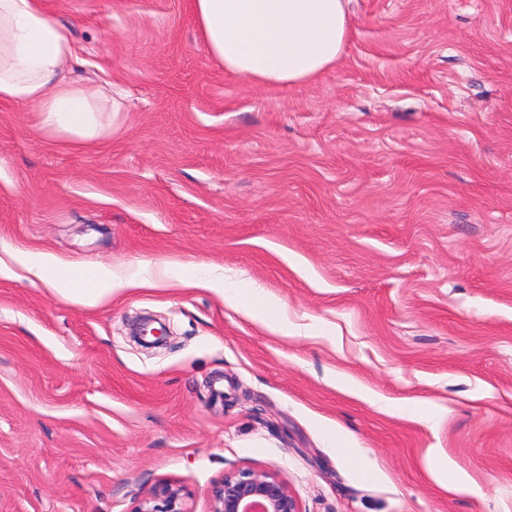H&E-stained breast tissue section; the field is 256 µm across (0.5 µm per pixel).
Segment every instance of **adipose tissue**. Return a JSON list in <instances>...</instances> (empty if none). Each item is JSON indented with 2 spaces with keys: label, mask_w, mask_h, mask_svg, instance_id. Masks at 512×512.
<instances>
[{
  "label": "adipose tissue",
  "mask_w": 512,
  "mask_h": 512,
  "mask_svg": "<svg viewBox=\"0 0 512 512\" xmlns=\"http://www.w3.org/2000/svg\"><path fill=\"white\" fill-rule=\"evenodd\" d=\"M349 0H192L191 13L210 58L226 73L266 86L313 81L341 58L352 37ZM74 58L68 26L44 0H0V103L29 107L43 133L90 143L104 133L101 115L115 109L106 89L67 79ZM22 265L63 298L94 307L118 288H146L169 270L141 265L119 275L96 272L97 285L78 288L73 273L46 254Z\"/></svg>",
  "instance_id": "obj_1"
}]
</instances>
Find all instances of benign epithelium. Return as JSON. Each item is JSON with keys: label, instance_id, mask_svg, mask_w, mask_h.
Returning a JSON list of instances; mask_svg holds the SVG:
<instances>
[{"label": "benign epithelium", "instance_id": "7a95c632", "mask_svg": "<svg viewBox=\"0 0 512 512\" xmlns=\"http://www.w3.org/2000/svg\"><path fill=\"white\" fill-rule=\"evenodd\" d=\"M152 320L138 323L132 336L146 347L161 345L167 339L165 325L151 327ZM183 488L168 481L158 482L139 500L133 512H189ZM210 512H299L288 482L279 474L242 469L224 474L211 493Z\"/></svg>", "mask_w": 512, "mask_h": 512}]
</instances>
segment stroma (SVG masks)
<instances>
[{
  "instance_id": "35a3bbf8",
  "label": "stroma",
  "mask_w": 512,
  "mask_h": 512,
  "mask_svg": "<svg viewBox=\"0 0 512 512\" xmlns=\"http://www.w3.org/2000/svg\"><path fill=\"white\" fill-rule=\"evenodd\" d=\"M190 2L45 0L69 78L122 109L79 145L0 105V246L216 265L239 296L85 307L0 274V512H132L160 480L210 512L240 469L278 473L299 512H512V0H351L336 66L281 87L224 73ZM143 314L167 346L132 342ZM430 448L477 493L438 483ZM253 303V317L268 331L272 333H281L282 330L279 323L271 318V313L277 308V304L268 300L258 292L253 296Z\"/></svg>"
}]
</instances>
